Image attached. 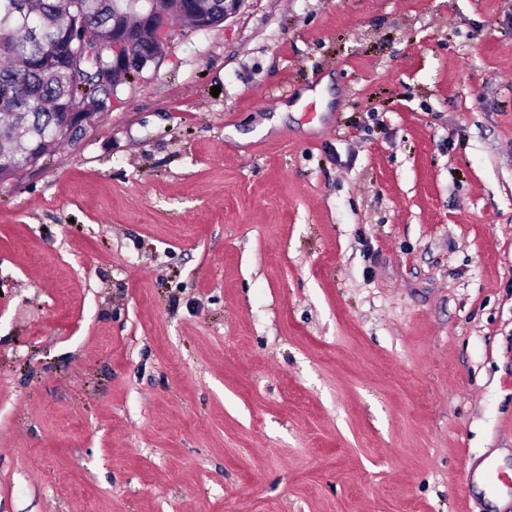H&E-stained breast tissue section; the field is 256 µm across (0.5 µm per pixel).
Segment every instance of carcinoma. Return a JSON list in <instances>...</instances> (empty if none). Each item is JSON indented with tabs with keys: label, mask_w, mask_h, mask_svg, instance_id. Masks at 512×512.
Returning a JSON list of instances; mask_svg holds the SVG:
<instances>
[{
	"label": "carcinoma",
	"mask_w": 512,
	"mask_h": 512,
	"mask_svg": "<svg viewBox=\"0 0 512 512\" xmlns=\"http://www.w3.org/2000/svg\"><path fill=\"white\" fill-rule=\"evenodd\" d=\"M149 0H0V93L13 99L0 105V141L24 131L29 145L18 157L0 158V183L37 165L56 149L78 146L81 127L62 128L68 112H80V102L102 115L110 111L112 96L135 75L124 67L115 80L102 83L89 63L80 77L73 72L80 41L105 43L115 31L134 40L133 59L143 56L148 33L140 19ZM209 23L224 20V0H205Z\"/></svg>",
	"instance_id": "obj_1"
}]
</instances>
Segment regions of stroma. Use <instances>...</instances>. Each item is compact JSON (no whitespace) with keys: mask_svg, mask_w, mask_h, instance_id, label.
Instances as JSON below:
<instances>
[{"mask_svg":"<svg viewBox=\"0 0 512 512\" xmlns=\"http://www.w3.org/2000/svg\"><path fill=\"white\" fill-rule=\"evenodd\" d=\"M0 512H512V0H245L0 187Z\"/></svg>","mask_w":512,"mask_h":512,"instance_id":"35a3bbf8","label":"stroma"}]
</instances>
